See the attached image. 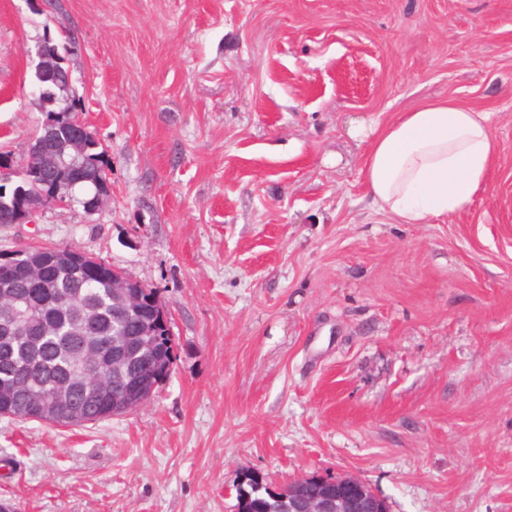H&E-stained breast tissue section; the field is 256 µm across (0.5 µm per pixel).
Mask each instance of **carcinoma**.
Segmentation results:
<instances>
[{
  "instance_id": "1",
  "label": "carcinoma",
  "mask_w": 512,
  "mask_h": 512,
  "mask_svg": "<svg viewBox=\"0 0 512 512\" xmlns=\"http://www.w3.org/2000/svg\"><path fill=\"white\" fill-rule=\"evenodd\" d=\"M42 125L38 136H49L48 147L62 152L69 131L48 134ZM8 274H0V285L29 311V319L16 322L13 310L0 304V386H21L0 417L29 420L32 399L50 393L59 385L80 378L86 385L107 381L124 387L136 369L150 362L152 354L142 350L147 335L149 301L157 297L149 288L140 311L120 312L112 302L108 269L95 275L70 267L50 266L42 275L28 272L24 249ZM175 340L159 333L152 350L161 351L162 371L170 374L175 359ZM72 401L90 410L86 423L101 420L103 406L89 401L74 387Z\"/></svg>"
}]
</instances>
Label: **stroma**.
Instances as JSON below:
<instances>
[{
  "mask_svg": "<svg viewBox=\"0 0 512 512\" xmlns=\"http://www.w3.org/2000/svg\"><path fill=\"white\" fill-rule=\"evenodd\" d=\"M65 45L112 198L0 225L155 289L176 338L143 406L0 417L17 512H237L354 477L389 512H512V0H0V154L44 119L34 46ZM493 113L471 206L371 209L352 121L435 99Z\"/></svg>",
  "mask_w": 512,
  "mask_h": 512,
  "instance_id": "obj_1",
  "label": "stroma"
}]
</instances>
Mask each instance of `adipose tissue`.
I'll list each match as a JSON object with an SVG mask.
<instances>
[{"mask_svg":"<svg viewBox=\"0 0 512 512\" xmlns=\"http://www.w3.org/2000/svg\"><path fill=\"white\" fill-rule=\"evenodd\" d=\"M365 142L361 174L372 208L396 224H427L463 212L485 190L498 147L491 115L448 99L392 121H353Z\"/></svg>","mask_w":512,"mask_h":512,"instance_id":"obj_1","label":"adipose tissue"}]
</instances>
